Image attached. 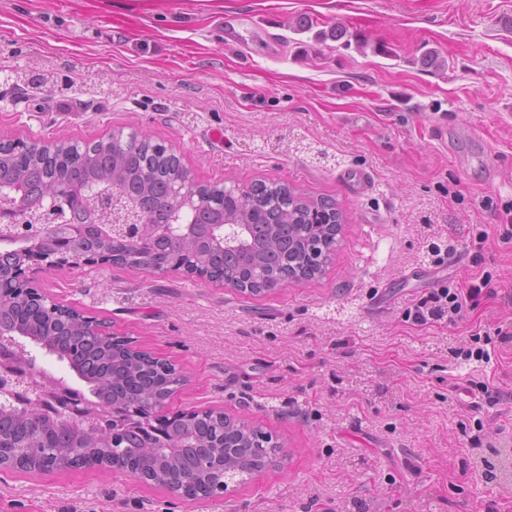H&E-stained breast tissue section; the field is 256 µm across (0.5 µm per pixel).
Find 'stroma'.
Wrapping results in <instances>:
<instances>
[{
	"label": "stroma",
	"mask_w": 512,
	"mask_h": 512,
	"mask_svg": "<svg viewBox=\"0 0 512 512\" xmlns=\"http://www.w3.org/2000/svg\"><path fill=\"white\" fill-rule=\"evenodd\" d=\"M430 50L444 67L423 66ZM37 74L51 83H11ZM119 128L173 147L199 184L275 181L343 214L323 274L270 294L144 266L29 274L175 364L167 412L246 418L283 458L193 500L118 470L2 471L0 512H512V488L476 471L512 447V340L487 364L454 354L465 331L512 326L496 212L512 203V0H0V137ZM451 240L460 263L435 264ZM483 274L495 293L464 323L405 320ZM471 380L500 403L474 406ZM477 418L474 447L460 425Z\"/></svg>",
	"instance_id": "obj_1"
}]
</instances>
